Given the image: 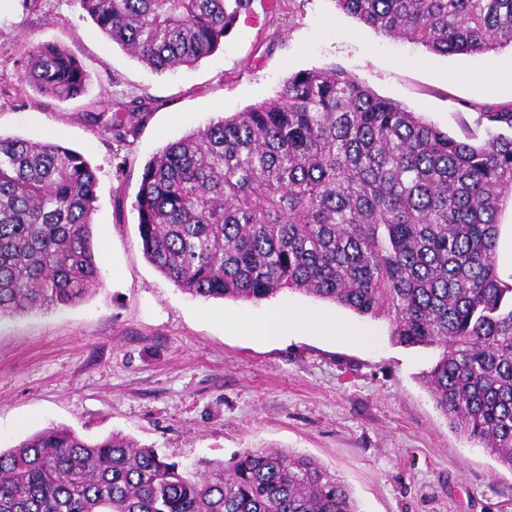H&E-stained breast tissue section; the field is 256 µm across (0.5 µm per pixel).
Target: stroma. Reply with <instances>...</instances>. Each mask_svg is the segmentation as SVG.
<instances>
[{
  "label": "stroma",
  "mask_w": 512,
  "mask_h": 512,
  "mask_svg": "<svg viewBox=\"0 0 512 512\" xmlns=\"http://www.w3.org/2000/svg\"><path fill=\"white\" fill-rule=\"evenodd\" d=\"M56 42L90 73L82 97L0 96V135L54 141L97 172L93 236L103 281L81 303L0 318V448L50 426L119 433L193 466L246 448L310 456L359 512H512V469L470 446L423 381L437 352L393 344L383 320L287 292L275 304L358 322L367 342L305 329L276 340L247 324L266 301L194 298L145 258L132 208L146 162L167 143L275 96L291 73L336 68L460 140L481 141L480 107L512 103V49L439 56L378 34L334 0H253L223 47L157 73L99 36L74 0H0V86ZM141 98L131 141L87 115Z\"/></svg>",
  "instance_id": "stroma-1"
}]
</instances>
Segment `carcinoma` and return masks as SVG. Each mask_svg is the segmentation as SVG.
Returning <instances> with one entry per match:
<instances>
[{
    "mask_svg": "<svg viewBox=\"0 0 512 512\" xmlns=\"http://www.w3.org/2000/svg\"><path fill=\"white\" fill-rule=\"evenodd\" d=\"M251 0H76L98 31L156 72L214 53ZM376 32L435 55L512 47V0H335ZM19 83L59 100L89 72L45 42ZM141 100L89 113L116 138ZM486 137L454 139L342 70L307 69L279 93L168 143L133 205L142 250L182 292L261 301L299 291L383 319L396 345L438 350L423 376L449 426L512 469V283L498 216L512 200V103ZM97 175L53 141L0 136V317L68 307L100 285ZM0 512H357L315 460L245 448L188 469L114 433L48 427L0 449Z\"/></svg>",
    "mask_w": 512,
    "mask_h": 512,
    "instance_id": "1",
    "label": "carcinoma"
}]
</instances>
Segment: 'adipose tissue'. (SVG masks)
<instances>
[{"mask_svg":"<svg viewBox=\"0 0 512 512\" xmlns=\"http://www.w3.org/2000/svg\"><path fill=\"white\" fill-rule=\"evenodd\" d=\"M295 327H304L339 341H362L365 332L352 323L325 315L302 314L279 307L270 308L261 320L251 323L254 334L276 339Z\"/></svg>","mask_w":512,"mask_h":512,"instance_id":"ef3b65f1","label":"adipose tissue"}]
</instances>
